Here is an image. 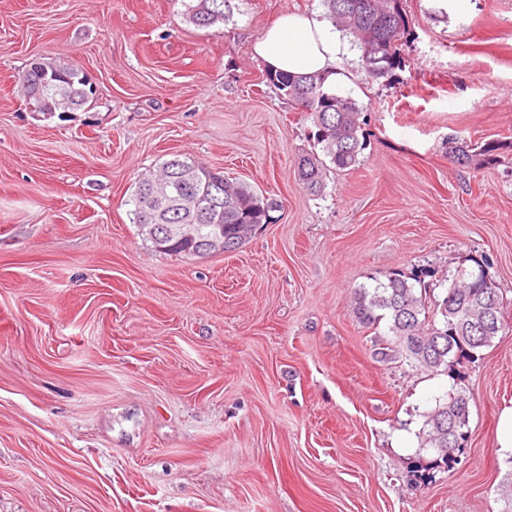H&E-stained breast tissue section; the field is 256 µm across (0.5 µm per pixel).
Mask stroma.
Instances as JSON below:
<instances>
[{"mask_svg":"<svg viewBox=\"0 0 512 512\" xmlns=\"http://www.w3.org/2000/svg\"><path fill=\"white\" fill-rule=\"evenodd\" d=\"M231 5L199 29L182 0H0V512H503L512 327L452 378L381 357L353 292L483 258L512 324V0H402L388 80L342 55L366 146L319 196L297 173L312 119L253 46L322 2ZM38 57L82 68L93 101L32 111ZM452 137L495 162L452 163ZM174 154L276 198L275 222L233 253L156 252L128 200ZM457 388L467 446L414 479Z\"/></svg>","mask_w":512,"mask_h":512,"instance_id":"obj_1","label":"stroma"}]
</instances>
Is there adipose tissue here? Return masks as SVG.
Returning a JSON list of instances; mask_svg holds the SVG:
<instances>
[{
    "label": "adipose tissue",
    "mask_w": 512,
    "mask_h": 512,
    "mask_svg": "<svg viewBox=\"0 0 512 512\" xmlns=\"http://www.w3.org/2000/svg\"><path fill=\"white\" fill-rule=\"evenodd\" d=\"M268 68L292 74L335 72L343 46L322 14H283L254 47Z\"/></svg>",
    "instance_id": "ef3b65f1"
}]
</instances>
